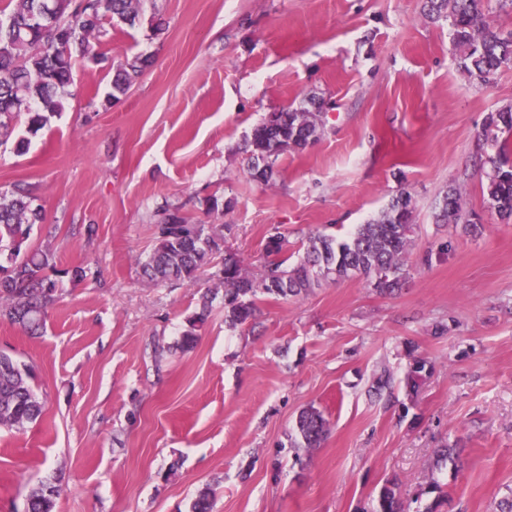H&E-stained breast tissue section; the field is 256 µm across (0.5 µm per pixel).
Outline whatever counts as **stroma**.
Instances as JSON below:
<instances>
[{
  "label": "stroma",
  "instance_id": "1",
  "mask_svg": "<svg viewBox=\"0 0 512 512\" xmlns=\"http://www.w3.org/2000/svg\"><path fill=\"white\" fill-rule=\"evenodd\" d=\"M156 9L162 34L144 19L102 45L152 60L119 101L111 73L77 61L65 111L25 154L0 147V192L27 185L43 207L30 245L83 270L63 278L42 335L0 319V352L33 366L45 405L40 421L0 429V512H25L45 484L63 489L55 512H191L205 486L212 512H373L391 478L412 512L435 480L441 512H492L512 493V223L483 193L480 133L512 106V66L488 83L462 73L423 0ZM312 97L326 105L317 140L280 156L271 183L252 180V128ZM452 188L474 226L437 223ZM403 190L415 233L399 290L354 277L260 294L237 328L217 298L194 349L179 348L225 253L258 271L278 232L297 262L309 236L345 239ZM174 207L223 228L193 287L140 269ZM309 406L329 433L297 453ZM444 446L461 448L460 470L435 469Z\"/></svg>",
  "mask_w": 512,
  "mask_h": 512
}]
</instances>
